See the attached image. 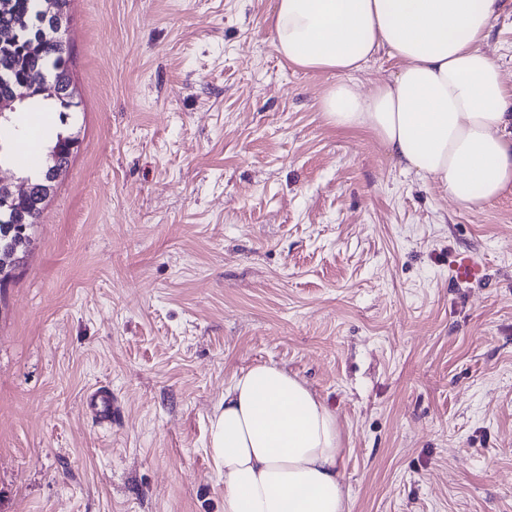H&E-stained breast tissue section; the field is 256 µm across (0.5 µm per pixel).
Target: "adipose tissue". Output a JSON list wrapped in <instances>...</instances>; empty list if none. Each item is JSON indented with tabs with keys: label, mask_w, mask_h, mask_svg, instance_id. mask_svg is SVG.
I'll return each instance as SVG.
<instances>
[{
	"label": "adipose tissue",
	"mask_w": 512,
	"mask_h": 512,
	"mask_svg": "<svg viewBox=\"0 0 512 512\" xmlns=\"http://www.w3.org/2000/svg\"><path fill=\"white\" fill-rule=\"evenodd\" d=\"M499 0H277L274 44L290 64L336 77L327 121L371 131L404 171L460 206L512 186V89L482 49ZM400 66L371 93L355 73L380 50ZM207 448L224 512H349L335 415L296 376L259 363L233 376Z\"/></svg>",
	"instance_id": "obj_1"
}]
</instances>
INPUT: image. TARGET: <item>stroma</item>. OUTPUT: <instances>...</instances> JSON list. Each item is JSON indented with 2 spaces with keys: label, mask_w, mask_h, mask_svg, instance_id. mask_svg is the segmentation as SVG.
Listing matches in <instances>:
<instances>
[{
  "label": "stroma",
  "mask_w": 512,
  "mask_h": 512,
  "mask_svg": "<svg viewBox=\"0 0 512 512\" xmlns=\"http://www.w3.org/2000/svg\"><path fill=\"white\" fill-rule=\"evenodd\" d=\"M275 3L71 0L79 147L0 288V512H224L209 417L266 362L335 414L349 512H512V187L460 207L328 124ZM484 50L512 87V0ZM90 413L103 424L112 423V415L116 408L112 404V396L104 389L98 388L92 391L85 400Z\"/></svg>",
  "instance_id": "obj_1"
}]
</instances>
